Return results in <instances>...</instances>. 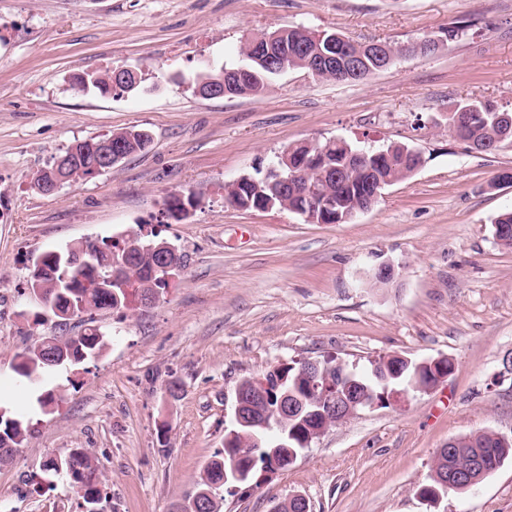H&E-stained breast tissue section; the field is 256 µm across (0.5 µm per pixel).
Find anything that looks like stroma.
I'll return each instance as SVG.
<instances>
[{"label": "stroma", "mask_w": 512, "mask_h": 512, "mask_svg": "<svg viewBox=\"0 0 512 512\" xmlns=\"http://www.w3.org/2000/svg\"><path fill=\"white\" fill-rule=\"evenodd\" d=\"M457 20L474 27L445 41ZM296 26L442 46L356 83L291 68L259 98L195 93L203 67L240 62L246 36ZM119 66L139 73L136 91L71 88ZM468 99L512 111V0H0V409L33 427L0 466V512H78L76 487L43 470L77 448L99 462L106 512H172L223 448L240 381L384 355L445 357L453 370L358 411L254 490L225 495L221 512H273L295 494L311 512H512V459L438 505L417 493L448 440H512V248L494 238L512 209V183L498 179L512 146L478 152L453 137L448 110ZM132 127L152 134L148 152L51 195L34 188L69 145ZM329 138L402 143L422 164L344 224L225 206V184ZM191 190L203 201L189 216L162 217ZM131 230L183 254L167 293L98 312L102 355L36 384L19 377L16 353L50 331L28 291L36 257ZM384 261L397 283H373Z\"/></svg>", "instance_id": "1"}]
</instances>
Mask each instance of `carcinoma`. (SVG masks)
<instances>
[{
  "mask_svg": "<svg viewBox=\"0 0 512 512\" xmlns=\"http://www.w3.org/2000/svg\"><path fill=\"white\" fill-rule=\"evenodd\" d=\"M278 34V39L288 43L292 62L295 67L308 69L307 63L311 51L320 46L323 51L331 54L359 55L363 72L373 75L380 72L376 61L371 58L372 48L366 43L350 39L340 41L334 38L333 31H311L305 27L277 29L246 38L241 48L244 63L238 68H246L252 73V81L246 84L247 92L260 96L266 92L273 76L279 74L274 67L264 62H257L248 53L249 43L262 40L267 36ZM93 87L102 94L120 92L127 93L135 89L134 76L126 82H112V72L108 71L81 84L77 89L83 91ZM459 112L471 113L470 123L462 130L455 128V117ZM504 110L490 101H461L448 112L449 132L465 140H472L488 151H496L506 145L512 146V135L501 137L500 116ZM121 140L129 154L148 151L152 137L139 129L112 132ZM98 138L77 141L62 152L67 157L65 167L67 183L92 177L96 172L91 168L95 158V144ZM410 150L405 144L391 143L383 148L385 154L373 156L367 152L359 163H351V154L361 148L345 140H325L317 143L309 150L298 148L303 155L316 157L315 164L310 166V178L321 182L332 194L335 206L330 213L346 212L353 201L360 199L369 192L371 180L379 177L395 182L403 180V153ZM224 196L234 199L244 209L258 205V199L274 200V207L282 208L279 200L267 188L261 175L245 176L236 182L224 186ZM150 241L138 231H129L121 238L110 243H102L97 250L102 254L112 255V250L122 247L125 250L124 278L109 288L95 286L96 278H106L111 271L108 265H97L90 272H80L65 263L67 251H53L43 255V266L49 273L42 279V287L47 290L59 288L56 306L60 309L72 308L85 325L83 332L76 338L63 336L54 337V341H40L16 354L13 364L14 371L22 378L31 382L45 376L53 367L48 365L54 361L56 366L78 364L87 357L101 353L105 347L104 335L100 327L94 324L93 313L99 310L119 311L128 306L131 299L142 297L141 290L152 287L159 294H164L169 286L165 278V270L159 266L157 253L149 249ZM419 376L424 384L429 382V371L420 368L415 361L379 358L376 364L370 365L365 371H358L346 366L341 367L333 360H325L320 370L314 373L302 369L301 363L283 364L269 369L258 380L262 386V395L257 404V418H249L236 422L230 430L232 438L224 444V448L215 452L213 459L205 466L197 483L195 494L186 504L177 506L175 512H201L199 499L212 494L210 512H218V501L223 499L224 461L237 459L238 466L249 472V480L242 485L247 488L258 483L262 477L261 464H252L251 455L273 453L275 460H281L284 452L299 454L307 448L310 438L309 428L316 425L320 428L332 427L333 422L325 417L327 403L337 406L342 398L350 399L366 397L387 404L392 390L406 385L414 376ZM293 403L295 411L286 414L281 411L283 396ZM32 428L29 424L0 413V463H4L30 436ZM453 452L442 448L436 455L433 466L435 476L430 482L418 488V494L424 498L431 496L435 490L442 489L441 480L453 472L461 471L469 466L475 458L488 454H496L501 459L512 457V441L505 442L490 432H482L468 437L451 440ZM44 471L53 476L69 479L78 488L82 505L93 506L102 501V491L98 487L97 463L82 451L74 450L67 455L58 457L56 461L44 464Z\"/></svg>",
  "mask_w": 512,
  "mask_h": 512,
  "instance_id": "cac0c4a2",
  "label": "carcinoma"
}]
</instances>
